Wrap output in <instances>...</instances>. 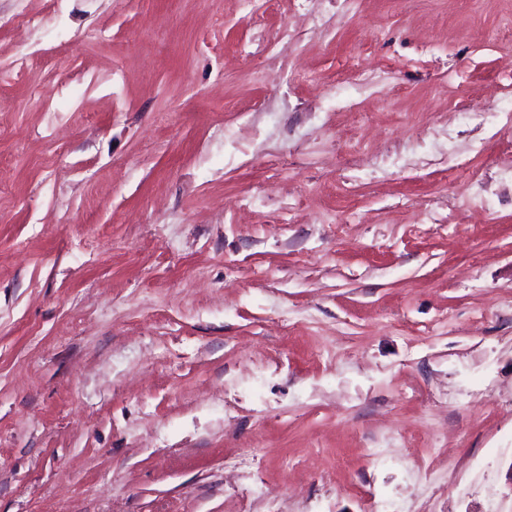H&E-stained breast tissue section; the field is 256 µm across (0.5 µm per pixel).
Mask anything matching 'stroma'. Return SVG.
I'll use <instances>...</instances> for the list:
<instances>
[{"label": "stroma", "instance_id": "stroma-1", "mask_svg": "<svg viewBox=\"0 0 512 512\" xmlns=\"http://www.w3.org/2000/svg\"><path fill=\"white\" fill-rule=\"evenodd\" d=\"M32 8L0 512H512V0Z\"/></svg>", "mask_w": 512, "mask_h": 512}]
</instances>
